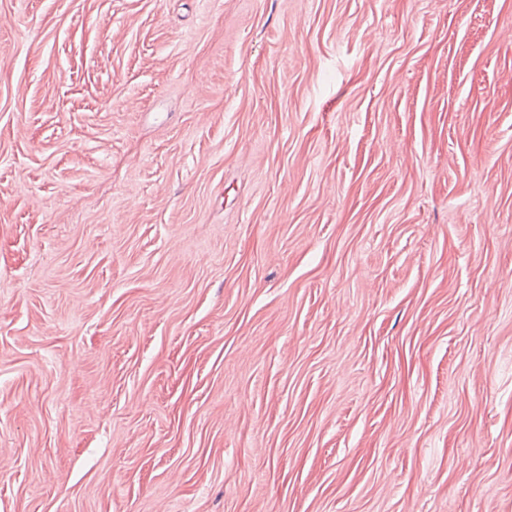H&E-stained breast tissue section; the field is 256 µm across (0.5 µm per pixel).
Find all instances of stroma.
I'll use <instances>...</instances> for the list:
<instances>
[{
  "label": "stroma",
  "instance_id": "stroma-1",
  "mask_svg": "<svg viewBox=\"0 0 512 512\" xmlns=\"http://www.w3.org/2000/svg\"><path fill=\"white\" fill-rule=\"evenodd\" d=\"M0 512H512V0H0Z\"/></svg>",
  "mask_w": 512,
  "mask_h": 512
}]
</instances>
